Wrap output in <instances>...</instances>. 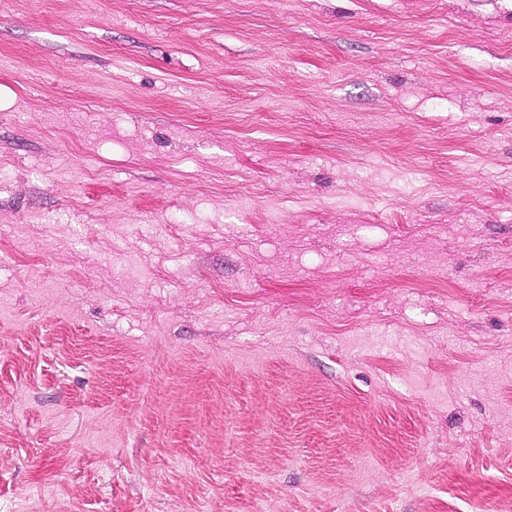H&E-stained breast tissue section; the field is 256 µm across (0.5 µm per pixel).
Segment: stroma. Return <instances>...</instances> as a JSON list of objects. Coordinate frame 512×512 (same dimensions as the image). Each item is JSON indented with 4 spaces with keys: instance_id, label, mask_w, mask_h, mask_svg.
I'll list each match as a JSON object with an SVG mask.
<instances>
[{
    "instance_id": "1",
    "label": "stroma",
    "mask_w": 512,
    "mask_h": 512,
    "mask_svg": "<svg viewBox=\"0 0 512 512\" xmlns=\"http://www.w3.org/2000/svg\"><path fill=\"white\" fill-rule=\"evenodd\" d=\"M0 512H512V0H0Z\"/></svg>"
}]
</instances>
